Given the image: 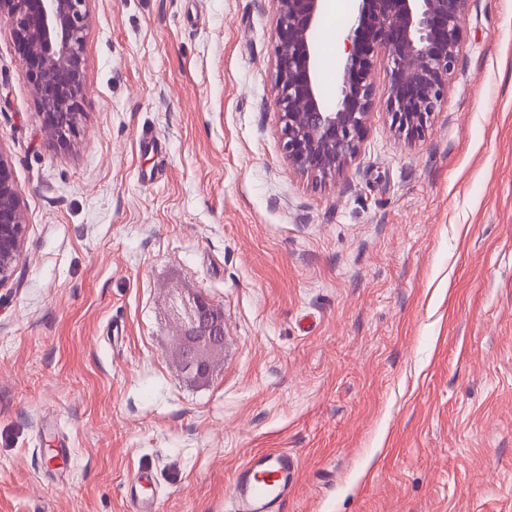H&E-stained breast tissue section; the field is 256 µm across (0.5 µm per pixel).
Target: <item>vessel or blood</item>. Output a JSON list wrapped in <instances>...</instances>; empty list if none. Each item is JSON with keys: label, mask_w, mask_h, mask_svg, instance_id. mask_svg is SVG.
Listing matches in <instances>:
<instances>
[{"label": "vessel or blood", "mask_w": 512, "mask_h": 512, "mask_svg": "<svg viewBox=\"0 0 512 512\" xmlns=\"http://www.w3.org/2000/svg\"><path fill=\"white\" fill-rule=\"evenodd\" d=\"M298 474V458L286 449L261 451L232 479L230 512H282Z\"/></svg>", "instance_id": "obj_1"}]
</instances>
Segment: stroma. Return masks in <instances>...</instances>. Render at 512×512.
Returning <instances> with one entry per match:
<instances>
[{
  "label": "stroma",
  "instance_id": "obj_1",
  "mask_svg": "<svg viewBox=\"0 0 512 512\" xmlns=\"http://www.w3.org/2000/svg\"><path fill=\"white\" fill-rule=\"evenodd\" d=\"M316 32L336 91L341 21ZM277 0H90L79 137L44 126L0 15V155L25 232L0 288V512H225L285 448L283 512H512V0H465L440 112L376 90L358 157L296 172L277 129ZM163 149L145 147L143 136ZM224 310L183 378L169 298Z\"/></svg>",
  "mask_w": 512,
  "mask_h": 512
}]
</instances>
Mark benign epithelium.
Returning <instances> with one entry per match:
<instances>
[{
	"instance_id": "1",
	"label": "benign epithelium",
	"mask_w": 512,
	"mask_h": 512,
	"mask_svg": "<svg viewBox=\"0 0 512 512\" xmlns=\"http://www.w3.org/2000/svg\"><path fill=\"white\" fill-rule=\"evenodd\" d=\"M89 0H0L29 67L47 130L62 145L76 138ZM275 88L279 139L288 162L317 181L336 178L356 159L375 105L372 58L389 72L386 108L406 137L421 136L448 91L463 45L461 0H355L342 30L336 97L319 81L316 29L324 0H278ZM24 234L20 192L0 154V288L13 280ZM183 373L212 376L211 358L224 345V313L201 292L174 298Z\"/></svg>"
}]
</instances>
